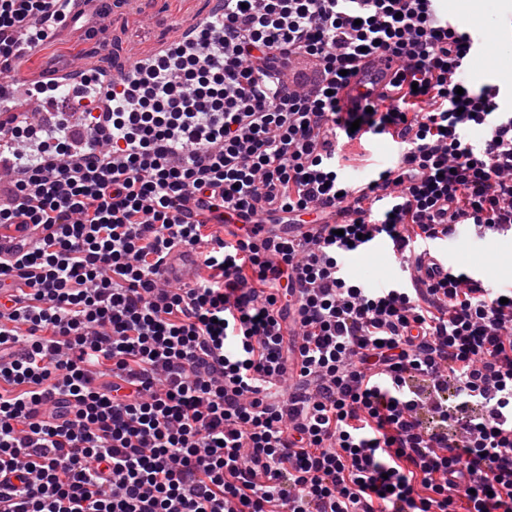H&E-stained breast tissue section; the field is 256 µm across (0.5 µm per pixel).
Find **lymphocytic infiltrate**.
<instances>
[{"label": "lymphocytic infiltrate", "mask_w": 512, "mask_h": 512, "mask_svg": "<svg viewBox=\"0 0 512 512\" xmlns=\"http://www.w3.org/2000/svg\"><path fill=\"white\" fill-rule=\"evenodd\" d=\"M49 6L0 0V74ZM200 41L84 136L0 122L36 147L0 190V512H512V289L364 288L341 262L512 225V112L463 88L470 32L437 0H224ZM366 53L398 59L392 92L342 110ZM370 131L397 159L355 186L336 142ZM329 209L342 234L223 237ZM179 246L207 275L172 291Z\"/></svg>", "instance_id": "1"}]
</instances>
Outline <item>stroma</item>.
Instances as JSON below:
<instances>
[{
	"label": "stroma",
	"instance_id": "stroma-1",
	"mask_svg": "<svg viewBox=\"0 0 512 512\" xmlns=\"http://www.w3.org/2000/svg\"><path fill=\"white\" fill-rule=\"evenodd\" d=\"M111 0H94L85 10L81 26L69 27L60 38L46 42L30 56L25 69L31 78L43 76L50 67L67 70L92 66L111 71L127 55L149 54L174 39L180 24L207 12L212 0H142L134 11L114 8ZM441 8L457 18L482 43V52L470 66L473 86L498 83L504 70H512V0H497L495 11H468L464 0H442ZM108 37L111 53H104L99 38ZM347 278L365 288L394 282L412 270L414 258L398 264L387 237H379L371 252H354L342 259ZM448 264L455 271L478 272L484 288L512 285L505 269L512 265V233L476 235L467 228L448 243Z\"/></svg>",
	"mask_w": 512,
	"mask_h": 512
}]
</instances>
